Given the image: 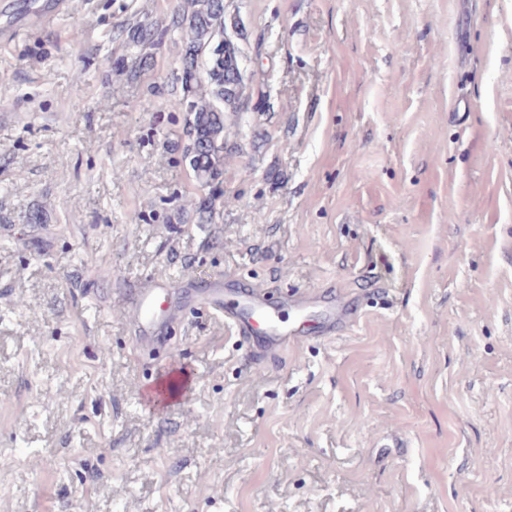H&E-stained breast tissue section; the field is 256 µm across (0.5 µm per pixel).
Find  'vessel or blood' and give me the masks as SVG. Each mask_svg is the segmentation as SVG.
Here are the masks:
<instances>
[{"label": "vessel or blood", "mask_w": 512, "mask_h": 512, "mask_svg": "<svg viewBox=\"0 0 512 512\" xmlns=\"http://www.w3.org/2000/svg\"><path fill=\"white\" fill-rule=\"evenodd\" d=\"M133 331V353L145 352L164 342L181 325L187 311L194 310L223 319L251 359L258 364L279 359L288 348L306 343L299 327L286 323L281 310L297 314L320 311L317 338L354 328L359 319L354 301L344 294L291 289L271 300L268 289L236 274L215 272L204 279L187 277L178 281L150 275L138 281L124 298ZM185 387L182 378L169 374L145 378L142 392L162 406Z\"/></svg>", "instance_id": "b4317fda"}]
</instances>
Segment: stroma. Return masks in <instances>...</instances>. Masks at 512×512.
<instances>
[{
	"label": "stroma",
	"mask_w": 512,
	"mask_h": 512,
	"mask_svg": "<svg viewBox=\"0 0 512 512\" xmlns=\"http://www.w3.org/2000/svg\"><path fill=\"white\" fill-rule=\"evenodd\" d=\"M46 2L0 0V512H512V0H226L263 95L206 221L178 0ZM217 270L362 314L260 371L190 315L153 406L119 301ZM161 39V34H158V29H155L151 25L143 24L139 26L134 33L132 34V42L140 47L139 55L135 57V64L138 60V66H143L147 63L148 54L142 52L147 48H153L159 40ZM141 392L149 393L156 405L163 406L167 401L178 395L185 387V381L180 377L170 376L168 373L160 374L155 378H143Z\"/></svg>",
	"instance_id": "35a3bbf8"
}]
</instances>
